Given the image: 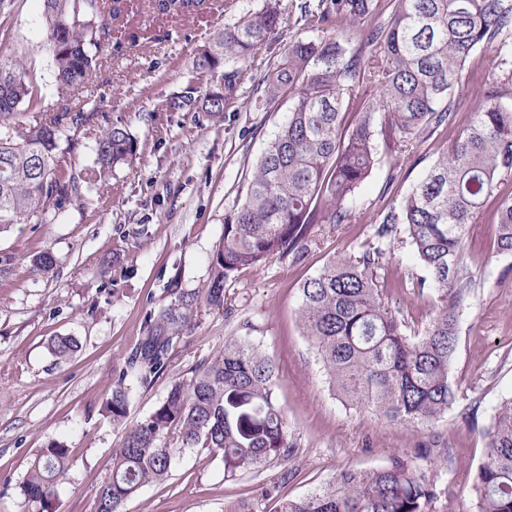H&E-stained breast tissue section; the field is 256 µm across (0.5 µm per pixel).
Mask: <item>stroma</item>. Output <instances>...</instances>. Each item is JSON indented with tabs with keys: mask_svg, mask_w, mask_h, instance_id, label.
<instances>
[{
	"mask_svg": "<svg viewBox=\"0 0 512 512\" xmlns=\"http://www.w3.org/2000/svg\"><path fill=\"white\" fill-rule=\"evenodd\" d=\"M197 18H161L147 0H117L112 45L92 88L100 112L138 142L132 161L104 184L41 224L15 225L0 235V512H23L20 486L35 453L56 440L71 465L56 493V512H95L96 492L112 470L123 438L104 404L142 335L150 310L169 304L174 288H204L224 215L243 197L254 166L295 102L268 99L264 74L289 44L314 38L302 0H281L282 25L247 65L238 99L220 117L171 109L173 94L192 78V59L215 31L261 8L263 0H211ZM43 0H10L0 11V58L25 59L41 90L42 110L58 106L46 38ZM512 104V67L496 48L475 52L455 87L457 112L447 129L408 156L381 153L359 188L344 224H315L300 258L273 257L245 269L224 289L223 313L200 308L149 386L130 385L131 416L150 413L195 364L215 357L224 339L251 321L254 341L279 369L276 394L294 448L288 459L234 478L220 454L179 448L169 477L144 487L126 512H276L281 498H298L344 468H379L398 452L426 449L424 468L437 475L434 512H476L469 484L485 457L484 432L512 396V254L496 246L497 208L512 198V181L488 201L479 223L466 228L474 288L458 318L452 363L456 402L423 429L387 422L373 410L346 405L333 393L297 318L300 284L333 258L358 257L378 246L389 258L377 271L389 313L409 331L422 330L436 310L433 290H420L426 270L404 234L378 240L383 211L409 192L446 154L488 95ZM51 251L54 265L36 257ZM77 337L81 349L57 359L49 341Z\"/></svg>",
	"mask_w": 512,
	"mask_h": 512,
	"instance_id": "35a3bbf8",
	"label": "stroma"
}]
</instances>
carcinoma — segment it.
<instances>
[{"instance_id":"obj_1","label":"carcinoma","mask_w":512,"mask_h":512,"mask_svg":"<svg viewBox=\"0 0 512 512\" xmlns=\"http://www.w3.org/2000/svg\"><path fill=\"white\" fill-rule=\"evenodd\" d=\"M58 97L55 112H34L38 92L22 60L0 59V234L24 221L42 220L81 197L82 188L107 181L130 162L137 143L122 126L86 109L99 54L112 44L119 9L107 0H43ZM161 17L195 18L207 0H148ZM301 17L327 37L297 40L263 77L267 94L292 93L296 102L256 163L244 197L224 214L205 287L177 291L159 311L145 313L143 336L118 375L105 413L124 430L112 454V474L97 490L96 512H124L145 486L165 480L173 452L164 436L177 433L182 448L222 454L224 476L285 460L292 443L275 389L278 370L251 336L224 341L217 357L189 369L148 415L129 420L128 381L143 386L167 369L171 352L190 329L197 309L224 313V284L245 268L274 256L301 254L314 224H344L345 208L378 163L373 137L392 134L397 153L410 154L423 138L454 121L452 94L467 60L489 46L506 65L512 52L509 0H306ZM389 18H384V15ZM281 25L279 0L216 31L193 60L203 93L189 87L170 106L217 116L235 102L245 64ZM369 84L377 95L360 101L350 130L342 126L343 100ZM96 132L94 166L65 175L70 133ZM67 139L66 149L60 141ZM512 177V107L484 103L468 128L376 228L389 239L403 225L416 261L429 273L417 287L431 288L437 310L420 336L386 312L377 269L385 250L331 260L299 288L297 315L329 387L341 399L379 413L391 423L424 427L448 412L458 309L471 288L466 226L474 223L502 181ZM497 246L512 253V199L501 202ZM59 359L77 353L73 336H56ZM485 461L471 482L477 512H512V397L502 401L486 430ZM70 450L52 440L37 450L21 487L24 503L52 512L56 487L69 468ZM437 479L404 453L375 469L340 470L333 480L279 512H432Z\"/></svg>"}]
</instances>
